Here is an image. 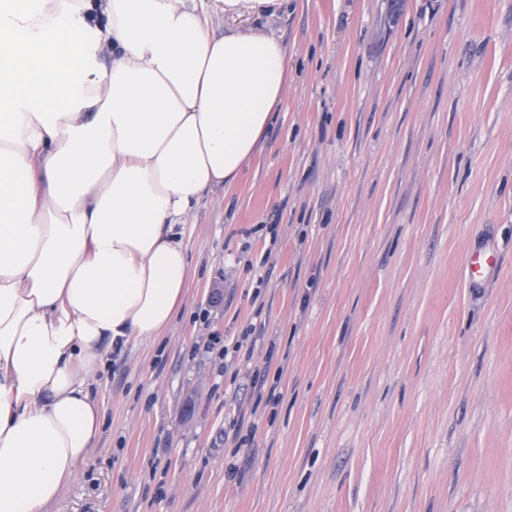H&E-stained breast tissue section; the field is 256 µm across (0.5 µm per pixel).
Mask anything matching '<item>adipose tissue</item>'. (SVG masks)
<instances>
[{
  "instance_id": "ef3b65f1",
  "label": "adipose tissue",
  "mask_w": 512,
  "mask_h": 512,
  "mask_svg": "<svg viewBox=\"0 0 512 512\" xmlns=\"http://www.w3.org/2000/svg\"><path fill=\"white\" fill-rule=\"evenodd\" d=\"M270 0H0V512H45L99 435L95 374L160 338L188 214L283 100L277 37L211 12Z\"/></svg>"
}]
</instances>
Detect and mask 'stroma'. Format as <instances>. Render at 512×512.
Wrapping results in <instances>:
<instances>
[{
  "label": "stroma",
  "mask_w": 512,
  "mask_h": 512,
  "mask_svg": "<svg viewBox=\"0 0 512 512\" xmlns=\"http://www.w3.org/2000/svg\"><path fill=\"white\" fill-rule=\"evenodd\" d=\"M211 24L284 41L283 101L190 214L184 311L99 373L97 442L46 512H512V0ZM501 257L490 242L476 245L465 263L466 277L473 288H487L491 273L499 267Z\"/></svg>",
  "instance_id": "1"
}]
</instances>
